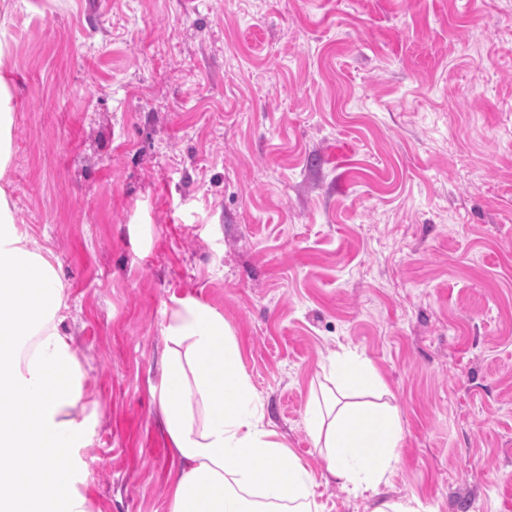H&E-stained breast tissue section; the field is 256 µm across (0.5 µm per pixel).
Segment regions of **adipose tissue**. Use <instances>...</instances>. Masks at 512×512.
<instances>
[{"instance_id":"ef3b65f1","label":"adipose tissue","mask_w":512,"mask_h":512,"mask_svg":"<svg viewBox=\"0 0 512 512\" xmlns=\"http://www.w3.org/2000/svg\"><path fill=\"white\" fill-rule=\"evenodd\" d=\"M14 106L0 75V512H37L46 491L86 512L74 458L89 443L85 371L61 324L65 284L47 251L19 223L8 190ZM157 406L177 466L170 512H319L310 472L282 466L288 452L241 368L223 317L188 300L172 309ZM308 432L327 472L371 512H420L417 501L379 497L404 439L389 407L330 396L313 403Z\"/></svg>"}]
</instances>
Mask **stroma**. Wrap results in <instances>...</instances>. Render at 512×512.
Returning a JSON list of instances; mask_svg holds the SVG:
<instances>
[{
    "label": "stroma",
    "mask_w": 512,
    "mask_h": 512,
    "mask_svg": "<svg viewBox=\"0 0 512 512\" xmlns=\"http://www.w3.org/2000/svg\"><path fill=\"white\" fill-rule=\"evenodd\" d=\"M17 217L97 411L88 512H169L152 395L179 301L223 315L321 512L329 357L404 431L381 491L512 512V0H11ZM329 374L335 384L336 377L347 387L377 383L375 370L369 362L356 353H344L329 364Z\"/></svg>",
    "instance_id": "35a3bbf8"
}]
</instances>
